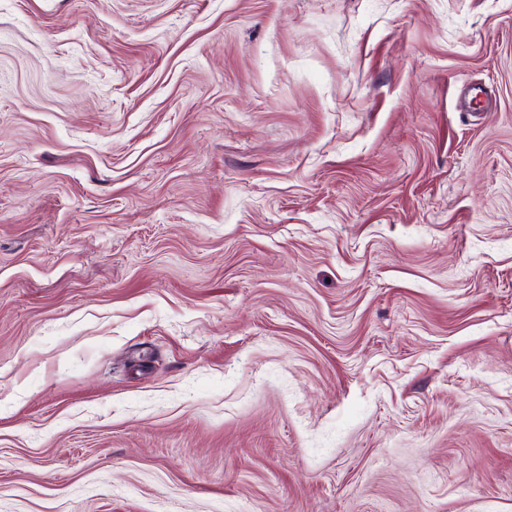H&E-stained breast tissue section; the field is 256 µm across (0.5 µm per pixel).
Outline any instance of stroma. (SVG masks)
Segmentation results:
<instances>
[{
	"label": "stroma",
	"instance_id": "1",
	"mask_svg": "<svg viewBox=\"0 0 512 512\" xmlns=\"http://www.w3.org/2000/svg\"><path fill=\"white\" fill-rule=\"evenodd\" d=\"M0 512H512V0H0Z\"/></svg>",
	"mask_w": 512,
	"mask_h": 512
}]
</instances>
